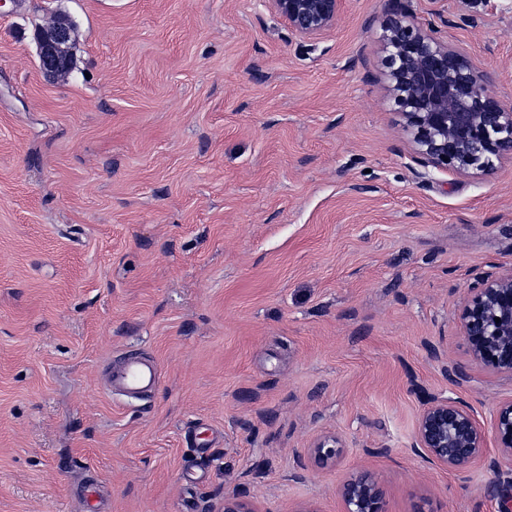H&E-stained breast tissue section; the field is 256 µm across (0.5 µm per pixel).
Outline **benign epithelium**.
I'll list each match as a JSON object with an SVG mask.
<instances>
[{"label":"benign epithelium","mask_w":512,"mask_h":512,"mask_svg":"<svg viewBox=\"0 0 512 512\" xmlns=\"http://www.w3.org/2000/svg\"><path fill=\"white\" fill-rule=\"evenodd\" d=\"M296 34L318 37L336 24L344 0H268ZM389 89L415 152L426 167L442 171L485 172L492 158L512 157V108L503 107L484 86V75L433 31L417 25L396 7L382 23ZM74 24L56 15L35 29L40 71L57 78L71 67ZM500 321H495V318ZM461 326L475 362L512 376V271L483 278L469 289ZM494 442L512 461V399L498 404L485 429L461 401L428 395L418 417L414 447L432 462L465 469ZM342 442L328 435L308 448L311 458L333 459ZM499 512H512V485L490 483ZM343 512H386L382 485L358 473L340 488ZM224 512H256L253 502L234 490L224 492Z\"/></svg>","instance_id":"7a95c632"}]
</instances>
